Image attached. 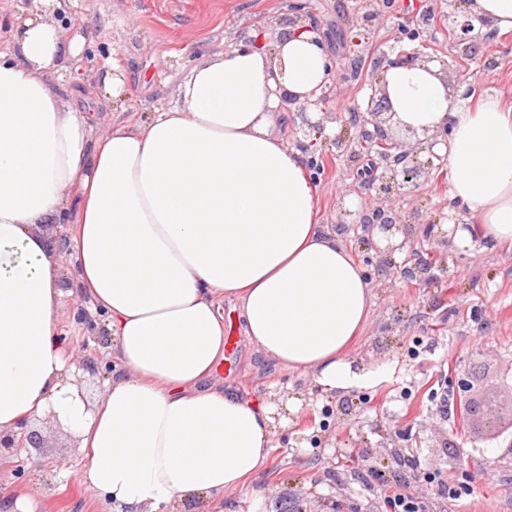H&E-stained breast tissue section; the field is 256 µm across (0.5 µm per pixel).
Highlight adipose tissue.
<instances>
[{
	"mask_svg": "<svg viewBox=\"0 0 512 512\" xmlns=\"http://www.w3.org/2000/svg\"><path fill=\"white\" fill-rule=\"evenodd\" d=\"M204 55L144 123L94 133L60 90L80 44L40 9L0 29V432L44 414L79 440V485L109 512H223L269 464L298 397L223 384L224 304L247 344L327 393L383 370L351 347L375 282L317 221L304 153L275 133L283 96L315 99L332 64L312 31L253 28ZM396 124L448 129L449 214L474 218L454 245L512 242V107L465 104L439 66L381 74ZM71 218L73 271L112 336L111 380L87 405L66 376L62 267L43 225Z\"/></svg>",
	"mask_w": 512,
	"mask_h": 512,
	"instance_id": "1",
	"label": "adipose tissue"
}]
</instances>
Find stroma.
Here are the masks:
<instances>
[{"label": "stroma", "mask_w": 512, "mask_h": 512, "mask_svg": "<svg viewBox=\"0 0 512 512\" xmlns=\"http://www.w3.org/2000/svg\"><path fill=\"white\" fill-rule=\"evenodd\" d=\"M306 3L320 30L335 35L328 52L346 63L356 48L391 42L398 25L420 27L419 17L433 0H392L384 18L370 27L353 24L355 0ZM283 10V0H56L50 17L68 25L83 45L80 59L62 64L63 93L96 131H106L113 105L101 97L96 76L118 58L129 89L125 115L146 120L155 106L171 99L177 81L201 53L253 25L279 33ZM431 48L446 56L449 75L466 78L476 91L496 90L512 99V32L483 43L469 58L441 31ZM488 55L497 58L498 67L494 78L484 80L480 68ZM316 146L327 159L317 182L321 221L346 241L366 272H373L375 252L362 225L339 221V203L353 184L347 176L351 164L328 139L318 138ZM449 179V172L440 173L414 195L399 197L397 207L443 221ZM57 240L64 269L62 328L73 359L89 357L97 365L93 371L73 370L78 390L92 402L111 372L112 341L103 321L90 326L74 321L82 300L69 273L66 237ZM420 244L446 259L447 272L431 284L405 278L401 270L415 262V255L407 250L392 255L375 290L370 322L351 349L353 357L387 365L373 387L324 393L311 376L263 362L247 345L233 313L225 312L234 353L218 377L259 396L285 392L302 400L299 414L278 435L267 469L231 501L232 512H384L389 487L416 479L402 465L410 456L426 471L445 473L470 488V496L445 503L446 512H512V461L498 459L489 444L479 442L472 423L455 415L439 419L432 398L433 391L469 372L479 379L485 399L512 402V382L505 379L512 372V245L465 253L437 232ZM477 349L482 358L476 362L471 354ZM29 428L42 446L0 454V495L36 491L50 512H107L102 497L67 476L82 458L77 439L47 416Z\"/></svg>", "instance_id": "1"}]
</instances>
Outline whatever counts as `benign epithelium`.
Instances as JSON below:
<instances>
[{"label": "benign epithelium", "instance_id": "1", "mask_svg": "<svg viewBox=\"0 0 512 512\" xmlns=\"http://www.w3.org/2000/svg\"><path fill=\"white\" fill-rule=\"evenodd\" d=\"M388 4L389 0H361L355 9L353 22L364 27L374 25L384 15ZM284 6L285 12L280 19L282 26L293 25L306 17V4L303 0H284ZM434 17L438 23H448V30L456 35V39L466 43L470 51L477 50V41L472 36L475 30L472 16L460 13L456 0H442ZM422 46L424 42L420 33L400 28L394 44L386 49L380 45L376 46L369 50V54L376 59V68L382 70L391 65L408 64L423 59ZM331 92L332 87L327 85L315 100L296 106L301 118L303 135L315 136L322 133L323 121L312 120L310 114L311 110L315 109L325 117L329 115L326 104ZM392 119L393 113L387 97L374 81L369 84V93L362 102H356L332 117V120L342 126L354 129V137L347 139L338 135L331 140V144L347 153L355 163L372 148H387V152L378 154V160L373 162L370 173H365L364 168L358 165L351 169L353 180L365 190L364 200L360 202V209L355 215L358 216V223L364 225L367 232L378 231L386 241L383 246L374 244L375 252L380 256L377 270H382L386 257L407 247L418 255V258L414 265L403 268V275L407 276L417 269L425 280L433 282L439 278V274L446 272L447 266L442 263L438 265L424 258L423 250L414 247L409 238L411 225L424 224L431 228L433 222L424 219L416 210L403 212L385 206L384 202L395 195L403 196L416 192L421 182L427 180L433 170L447 165L444 157L436 154L432 147L439 136L445 141L448 140V129L423 138L416 135L414 140L407 141L392 133ZM455 385L464 416H477L482 426L489 430L497 426L512 427V404L494 410L490 403H475L476 381L467 373L460 375ZM37 447V436L28 431L25 423L20 424L15 432L0 433V450Z\"/></svg>", "mask_w": 512, "mask_h": 512}]
</instances>
